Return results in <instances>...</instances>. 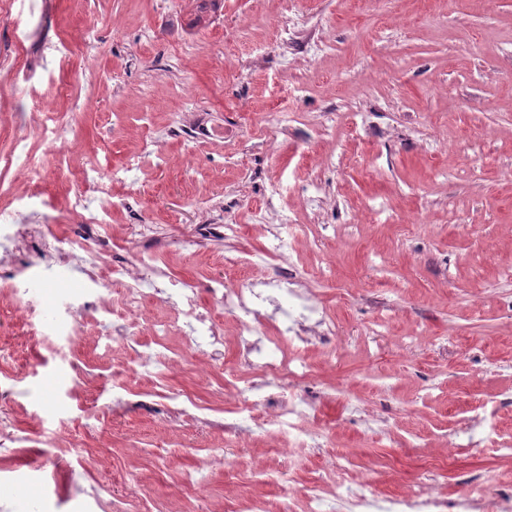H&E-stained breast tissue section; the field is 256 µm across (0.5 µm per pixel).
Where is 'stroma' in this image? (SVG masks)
<instances>
[{"label":"stroma","instance_id":"35a3bbf8","mask_svg":"<svg viewBox=\"0 0 512 512\" xmlns=\"http://www.w3.org/2000/svg\"><path fill=\"white\" fill-rule=\"evenodd\" d=\"M197 0H8L0 5V154L23 142L33 178L5 175L0 210L38 193L58 236L77 220L67 208L87 161L120 165L139 150L162 151L134 179L136 193L112 187L105 248L128 227L159 225L153 248L166 272L206 292L240 256L267 242L264 226L238 211L245 234L233 242H193L197 224L222 219L224 193L259 198L268 183L277 203L318 250L292 259L318 282L317 303L335 317L340 358L315 343L303 351L313 376L298 389L315 408L330 448L283 458L253 443L232 447L206 419L229 416L218 385H240L259 368H240L237 317L218 312L224 360L189 351L159 379L144 371L112 386L119 362L155 351L148 328L131 350L107 346L96 312L61 337L64 351L30 344L26 371L0 360V482L26 472L53 476L60 498L99 490L120 473L137 491L127 512H303L275 481L292 467L303 488L334 460L353 453L351 476L397 492L432 476L455 497L468 479L491 498L512 496V458L492 452L512 442V311L477 291L512 290V0H216L205 25ZM92 24L83 43L77 30ZM46 98L57 124L72 128L59 148L21 124L31 100ZM205 113L209 126L233 125L243 138L200 140L186 157L177 123ZM283 112L274 155L262 148ZM317 183L339 207L330 229L317 224L301 191ZM358 207L349 220L347 207ZM183 239L178 252L169 240ZM408 354L397 361L402 337ZM80 365L73 373L71 365ZM199 420L173 421L179 395ZM458 434L454 461L445 436ZM200 471L209 500L182 475Z\"/></svg>","mask_w":512,"mask_h":512}]
</instances>
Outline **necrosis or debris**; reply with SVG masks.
I'll return each mask as SVG.
<instances>
[{"instance_id":"1","label":"necrosis or debris","mask_w":512,"mask_h":512,"mask_svg":"<svg viewBox=\"0 0 512 512\" xmlns=\"http://www.w3.org/2000/svg\"><path fill=\"white\" fill-rule=\"evenodd\" d=\"M142 157L129 156L124 164L103 175L97 163H89L81 183L68 198V207L79 217L76 230L67 237L44 234L39 225L18 222L16 214H0V266L11 267L21 253L35 249L44 256L45 264L34 278L36 287L23 291L15 307L22 315L29 336H39V326L45 318L57 321L59 329L76 330L83 321L88 304H95L101 312L115 317L113 335L133 339L140 322L139 317L152 301L167 304L174 310L177 321L170 324H150V333L158 347L155 355L144 362L157 375H165L176 367L178 360L167 354L163 346L171 336L183 339L184 347H191L198 337H206L213 356H222L224 335L212 317L205 314L198 290L184 279L170 276L148 255H140L136 266L107 260L94 247L93 239L106 226L113 203L110 184L127 183L130 174L141 167ZM279 193L277 185L265 189L264 204L251 207L248 198L239 197L226 201L225 222L199 224L195 227L198 237L204 239L233 240L240 236L243 227L237 224L234 214L239 209H251L254 221H262L266 212L274 208ZM98 200V207H91V200ZM297 236L291 219L282 218L271 232L261 251L241 258L236 252L224 254L225 269L243 265L254 270L272 261L279 262L277 277L265 280L251 278L227 282L217 281L209 289L211 304L230 312L245 315L239 326V360L246 366L259 365L263 374L260 381L237 389L233 412L237 419L250 423L251 438H260L279 430L304 448L318 447L319 435L301 428L300 423L308 411L303 402L283 400L285 389L308 381L312 368L301 355L302 349L316 342L326 348L336 346V322L314 304V292L302 285V278L290 257ZM78 258L85 278L98 288L94 301H86L83 291L70 288L58 291L54 284L65 279V264ZM287 302L286 321L278 331H270L265 308ZM305 512H481L484 496L479 487H462L454 500L442 499L432 478L419 479L408 490L379 495L373 482L362 480L351 484L336 481H319L302 491Z\"/></svg>"}]
</instances>
